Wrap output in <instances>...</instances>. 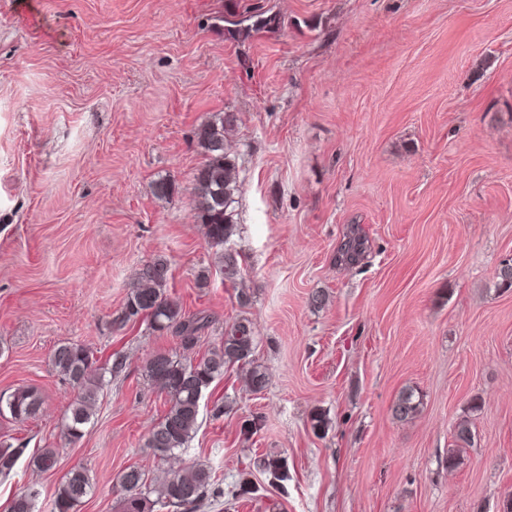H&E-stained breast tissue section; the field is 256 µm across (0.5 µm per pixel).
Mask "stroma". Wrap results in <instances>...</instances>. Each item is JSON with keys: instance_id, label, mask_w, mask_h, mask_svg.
Returning a JSON list of instances; mask_svg holds the SVG:
<instances>
[{"instance_id": "obj_1", "label": "stroma", "mask_w": 512, "mask_h": 512, "mask_svg": "<svg viewBox=\"0 0 512 512\" xmlns=\"http://www.w3.org/2000/svg\"><path fill=\"white\" fill-rule=\"evenodd\" d=\"M271 28L238 37L224 15ZM0 0V394L36 388L37 414H0L18 448L0 512L28 487L53 512L65 475L76 512H124L135 466L201 465L257 490L201 512H503L512 499V0ZM235 113L229 141L241 276L225 281L193 209L198 128ZM174 191H153L159 178ZM362 260H339L351 237ZM167 259L168 291L209 324L196 346L119 326L137 270ZM250 295L240 305L239 291ZM323 292L322 306L311 303ZM253 323L267 388L239 366L205 391L177 459L144 438L168 403L149 353L197 363L237 319ZM90 348L105 379L83 437L63 419L78 391L53 349ZM414 390L422 405L391 407ZM224 413L215 416V405ZM331 427L317 436L314 411ZM260 427L243 435L244 420ZM474 433L448 468L460 420ZM56 466L31 464L42 449ZM286 458L269 485L252 464ZM421 402L416 401L412 390H405L400 393L392 405L393 416L400 420L413 418L420 410ZM91 489L90 479L81 469H73L66 476L58 489L54 500V512H72L82 503Z\"/></svg>"}]
</instances>
